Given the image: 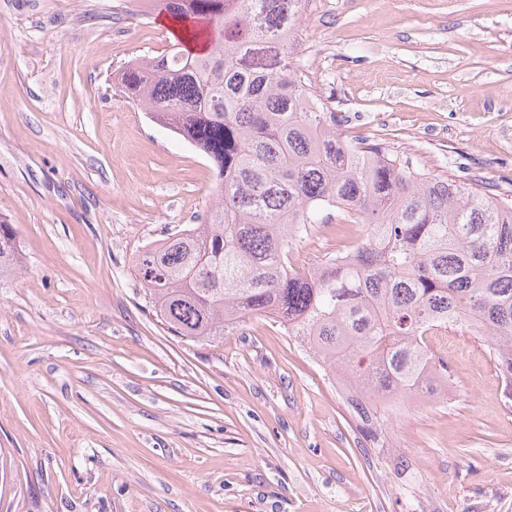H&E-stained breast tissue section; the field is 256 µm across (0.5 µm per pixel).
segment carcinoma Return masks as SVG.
<instances>
[{
  "label": "carcinoma",
  "mask_w": 512,
  "mask_h": 512,
  "mask_svg": "<svg viewBox=\"0 0 512 512\" xmlns=\"http://www.w3.org/2000/svg\"><path fill=\"white\" fill-rule=\"evenodd\" d=\"M180 23L163 53L130 62L121 92L201 152L217 176L197 224L134 261L148 307L188 341L267 316L348 391L360 433L390 447L402 397L450 388L427 338L483 342L512 390V200L347 137L294 62L304 0H145ZM352 210L365 227L350 259L290 267L294 241ZM16 231L0 222V283L16 275Z\"/></svg>",
  "instance_id": "cac0c4a2"
}]
</instances>
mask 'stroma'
Segmentation results:
<instances>
[{
  "label": "stroma",
  "mask_w": 512,
  "mask_h": 512,
  "mask_svg": "<svg viewBox=\"0 0 512 512\" xmlns=\"http://www.w3.org/2000/svg\"><path fill=\"white\" fill-rule=\"evenodd\" d=\"M137 0H0V512H512V399L487 347L369 447L266 317L170 334L132 264L210 206L207 159L115 74L172 39ZM296 59L341 130L512 197V0H304ZM0 222V283L14 277L21 264L16 231L12 224Z\"/></svg>",
  "instance_id": "stroma-1"
}]
</instances>
